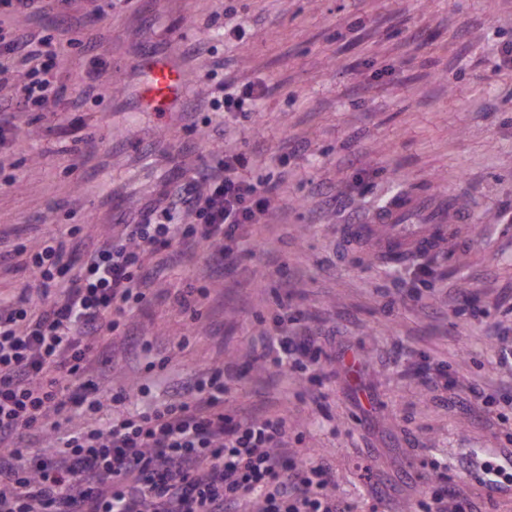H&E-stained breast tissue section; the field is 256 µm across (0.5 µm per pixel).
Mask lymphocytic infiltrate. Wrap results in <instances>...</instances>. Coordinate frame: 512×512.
I'll return each mask as SVG.
<instances>
[{
    "mask_svg": "<svg viewBox=\"0 0 512 512\" xmlns=\"http://www.w3.org/2000/svg\"><path fill=\"white\" fill-rule=\"evenodd\" d=\"M62 47L52 36L0 39V72L30 67L23 106L47 111L61 94L52 62ZM223 89L196 98L195 111L245 116L268 93L262 81ZM248 164L243 153L213 156L163 188L166 206L141 212L123 235L69 227L40 250H14L29 279L0 297V512H242L252 500L260 512H352L332 490L330 461L289 448L287 411H225L229 366L179 379L169 401L141 411L110 378L116 350L141 361L159 348L131 321L151 299L145 261L158 269L204 250L210 272L223 273L227 244L279 201V183L252 182ZM277 326L252 344L250 364L283 375L318 364L300 317ZM73 412L99 423L62 430Z\"/></svg>",
    "mask_w": 512,
    "mask_h": 512,
    "instance_id": "f902f5d3",
    "label": "lymphocytic infiltrate"
}]
</instances>
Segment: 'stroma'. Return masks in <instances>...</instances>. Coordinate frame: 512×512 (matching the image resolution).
<instances>
[{"label":"stroma","mask_w":512,"mask_h":512,"mask_svg":"<svg viewBox=\"0 0 512 512\" xmlns=\"http://www.w3.org/2000/svg\"><path fill=\"white\" fill-rule=\"evenodd\" d=\"M241 24L239 44L225 41ZM0 28H59L65 42L63 93L51 112L13 110L0 149V251L74 224L112 229L182 171L257 140L248 176L281 182L282 208L251 229L270 263L233 243L223 281L208 279L202 253L158 273L133 319L145 335L190 343L163 371L117 355L115 379L148 386L135 406L213 362L244 360L273 329L284 282L324 347V381L272 385L253 370L230 384L227 408L287 409L301 454L330 459L336 494L356 512H416L440 471L474 512H512V490L462 468L512 459V402L489 424L463 400L473 386L512 384L500 337L512 329V0H51L41 18L0 13ZM178 32L229 62L202 81L187 68L200 92L220 95L228 78L271 85L234 133L209 112L186 130L178 113L137 108L140 57L166 53ZM404 192L456 195L473 215L459 243L393 265L342 241V225ZM186 288L209 293L198 318L171 303Z\"/></svg>","instance_id":"obj_1"}]
</instances>
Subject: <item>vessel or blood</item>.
Wrapping results in <instances>:
<instances>
[{"label":"vessel or blood","instance_id":"vessel-or-blood-1","mask_svg":"<svg viewBox=\"0 0 512 512\" xmlns=\"http://www.w3.org/2000/svg\"><path fill=\"white\" fill-rule=\"evenodd\" d=\"M141 71L140 104L162 114L180 111L186 85L180 58L149 53L141 59ZM470 221L469 213L453 194L408 192L374 212L368 223L347 225L345 233L386 261L400 263L446 250L457 225Z\"/></svg>","mask_w":512,"mask_h":512}]
</instances>
